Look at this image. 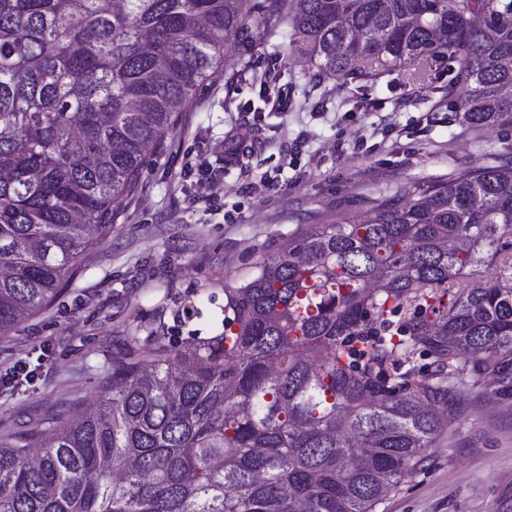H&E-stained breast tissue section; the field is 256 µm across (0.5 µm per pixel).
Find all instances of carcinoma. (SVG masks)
Returning a JSON list of instances; mask_svg holds the SVG:
<instances>
[{
	"label": "carcinoma",
	"instance_id": "obj_1",
	"mask_svg": "<svg viewBox=\"0 0 512 512\" xmlns=\"http://www.w3.org/2000/svg\"><path fill=\"white\" fill-rule=\"evenodd\" d=\"M250 2L0 0L1 336L112 227ZM288 19L324 74L446 65L463 123L512 127V0H288ZM169 331L126 337L78 421L0 442V512H377L448 435V391L509 387L512 165L309 224L224 278L219 335Z\"/></svg>",
	"mask_w": 512,
	"mask_h": 512
}]
</instances>
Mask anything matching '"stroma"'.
Here are the masks:
<instances>
[{"label": "stroma", "instance_id": "1", "mask_svg": "<svg viewBox=\"0 0 512 512\" xmlns=\"http://www.w3.org/2000/svg\"><path fill=\"white\" fill-rule=\"evenodd\" d=\"M218 73L150 155L111 229L54 301L0 335V438L94 405L112 352L157 320L217 334L224 279L249 271L305 225L364 216L374 196L512 161V129L473 128L448 104V76L387 72L352 84L294 50L285 0H253ZM290 104L270 111L265 78ZM212 181L186 177L187 160ZM455 423L380 512H512V391L448 399Z\"/></svg>", "mask_w": 512, "mask_h": 512}]
</instances>
